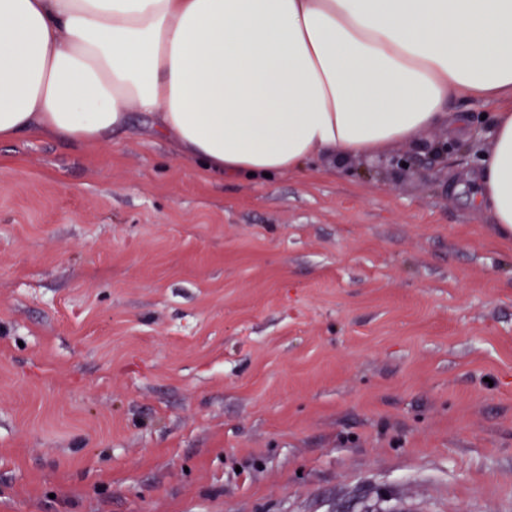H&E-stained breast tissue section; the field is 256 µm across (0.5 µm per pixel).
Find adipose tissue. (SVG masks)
<instances>
[{
	"label": "adipose tissue",
	"mask_w": 512,
	"mask_h": 512,
	"mask_svg": "<svg viewBox=\"0 0 512 512\" xmlns=\"http://www.w3.org/2000/svg\"><path fill=\"white\" fill-rule=\"evenodd\" d=\"M498 104L474 180L512 239V0H0V143L151 116L201 177L307 174Z\"/></svg>",
	"instance_id": "ef3b65f1"
}]
</instances>
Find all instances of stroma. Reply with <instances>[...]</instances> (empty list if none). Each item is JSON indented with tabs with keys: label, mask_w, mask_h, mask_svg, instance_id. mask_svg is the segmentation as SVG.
<instances>
[{
	"label": "stroma",
	"mask_w": 512,
	"mask_h": 512,
	"mask_svg": "<svg viewBox=\"0 0 512 512\" xmlns=\"http://www.w3.org/2000/svg\"><path fill=\"white\" fill-rule=\"evenodd\" d=\"M427 130L203 179L141 113L0 144V512H512V240ZM409 159L410 168L391 159Z\"/></svg>",
	"instance_id": "stroma-1"
}]
</instances>
